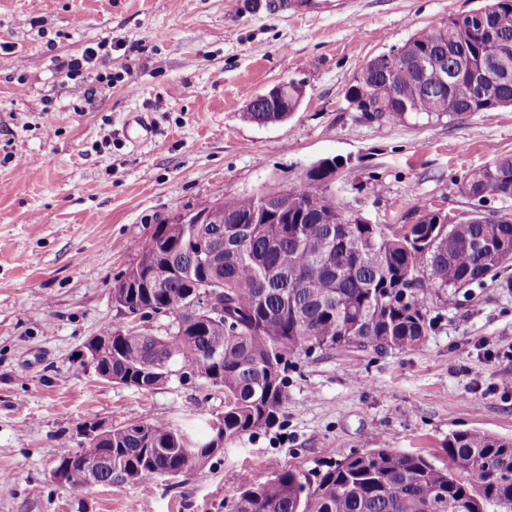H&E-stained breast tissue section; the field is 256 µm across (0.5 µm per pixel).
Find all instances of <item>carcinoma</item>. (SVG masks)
<instances>
[{
    "label": "carcinoma",
    "instance_id": "obj_1",
    "mask_svg": "<svg viewBox=\"0 0 512 512\" xmlns=\"http://www.w3.org/2000/svg\"><path fill=\"white\" fill-rule=\"evenodd\" d=\"M415 54L433 55L463 44L469 66L446 88L425 89L418 69L399 71L395 87L377 67L366 78L378 111L429 119L482 112L476 75L499 58L512 70V0H484L459 23L451 18L418 30L408 40ZM284 112L258 103L248 118L273 124ZM328 175L318 169L288 187V211H260L255 196L205 202L210 223L199 234L224 248V266L198 263L195 242L160 224L135 247L137 261L123 279L135 288L112 289L116 307L160 308L170 314L162 336L129 324L112 336V382L144 392L165 385L169 373L191 376L224 390V414L209 432L160 419L112 428V438L89 442L72 460L66 485L75 490L109 483L137 485L204 474L216 454L284 417L288 361L320 350L415 349L433 327L430 302L468 296L501 269L498 244L512 247V221L490 217L438 223L418 204L417 224H359L347 207L329 199ZM495 194L512 209V156L471 172L460 186L466 197ZM219 292L224 317L191 316L199 286ZM448 461L420 452L374 446L330 465L316 481L288 468L263 483H239L229 512H512V439L478 430L448 434Z\"/></svg>",
    "mask_w": 512,
    "mask_h": 512
}]
</instances>
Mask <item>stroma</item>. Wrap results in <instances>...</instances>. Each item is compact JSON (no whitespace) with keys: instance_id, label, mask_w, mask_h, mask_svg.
Segmentation results:
<instances>
[{"instance_id":"stroma-1","label":"stroma","mask_w":512,"mask_h":512,"mask_svg":"<svg viewBox=\"0 0 512 512\" xmlns=\"http://www.w3.org/2000/svg\"><path fill=\"white\" fill-rule=\"evenodd\" d=\"M482 0H343L307 18L260 0H0V512H227L242 474H317L380 438L443 457L451 432L512 438V290L487 279L434 304L418 349L316 350L288 364L280 426L214 455L205 477L70 489L54 471L87 421L110 427L224 411V392H152L100 379L80 355L123 322L112 287L157 225L206 201L286 188L323 159L330 192L374 224L415 203L465 212L466 174L512 155V108L428 120L369 118L345 98L361 68ZM103 46L111 62L65 64ZM303 99L261 126L252 98ZM151 124L131 143L134 116ZM98 57L99 52L96 48H85L81 55L72 57L67 63L66 77L71 80H76L83 69L89 68L97 62ZM288 84L291 88L299 89L300 91H291L288 94ZM301 91L302 88L300 85L289 81L288 83L278 84L267 92L258 94L255 100H252L250 103L248 118L259 125L281 122L285 117L288 118V115L291 112H296L298 110L303 97V93ZM258 99L277 105V112L274 111L273 107L262 102H259L257 104V109L251 112L254 108L253 102Z\"/></svg>"}]
</instances>
